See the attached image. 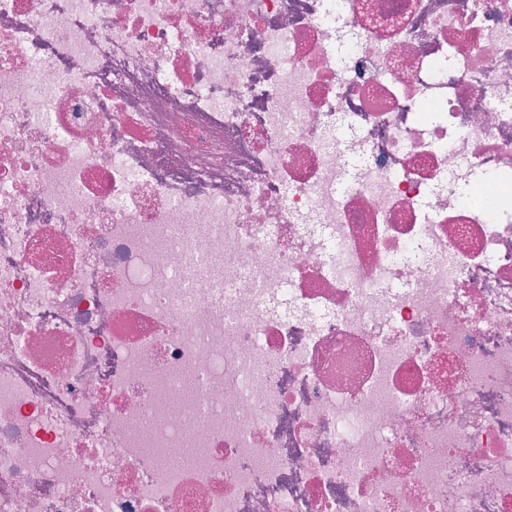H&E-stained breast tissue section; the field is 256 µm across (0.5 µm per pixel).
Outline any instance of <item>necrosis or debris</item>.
I'll return each instance as SVG.
<instances>
[{
	"instance_id": "necrosis-or-debris-1",
	"label": "necrosis or debris",
	"mask_w": 512,
	"mask_h": 512,
	"mask_svg": "<svg viewBox=\"0 0 512 512\" xmlns=\"http://www.w3.org/2000/svg\"><path fill=\"white\" fill-rule=\"evenodd\" d=\"M0 512H512V0H0Z\"/></svg>"
}]
</instances>
